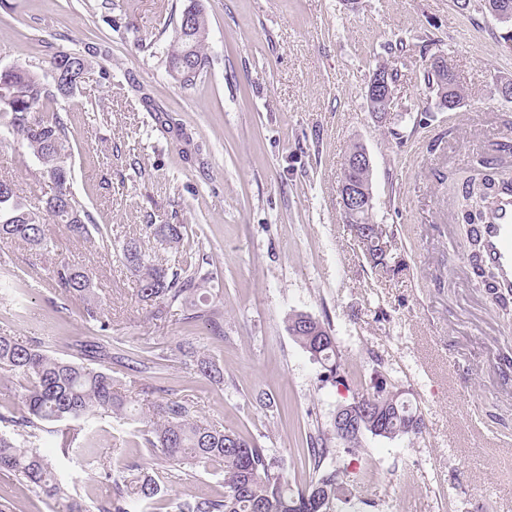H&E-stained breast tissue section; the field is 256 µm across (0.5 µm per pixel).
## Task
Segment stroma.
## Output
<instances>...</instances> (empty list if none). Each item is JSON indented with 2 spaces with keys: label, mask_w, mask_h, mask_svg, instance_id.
Returning <instances> with one entry per match:
<instances>
[{
  "label": "stroma",
  "mask_w": 512,
  "mask_h": 512,
  "mask_svg": "<svg viewBox=\"0 0 512 512\" xmlns=\"http://www.w3.org/2000/svg\"><path fill=\"white\" fill-rule=\"evenodd\" d=\"M208 62L193 85L170 77L169 42L188 0H0V69L50 77L52 57L84 54L91 69L64 102L65 164L91 223L112 229L78 240L48 225L52 249L0 243V334L41 341L57 354L97 342L83 304L49 279L67 262L86 269L112 344L160 352L192 343L224 369L215 383L172 355L170 393L189 396L203 421L254 437L284 463L292 488L307 434L329 427L363 375L381 366L423 417V432L365 435L347 468L354 512H512V314L452 255L467 241L458 215L464 179L512 145V25L471 0H200ZM406 56L389 112H369L376 67ZM444 56L464 94L438 110L424 81ZM372 161L375 221L389 243V271L372 267L346 224L337 191L354 143ZM0 177L43 208L56 187L19 136L0 127ZM187 225L185 249L204 254L224 331L192 320L194 306L152 316L119 242L145 224ZM303 312L328 322L349 366L347 384L322 368L285 322ZM91 460L39 446L84 512L109 488L100 466L165 471L137 415L91 420ZM212 469L169 486L157 512L191 496L216 497ZM12 512H65L63 502L0 474Z\"/></svg>",
  "instance_id": "obj_1"
}]
</instances>
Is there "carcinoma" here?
<instances>
[{
	"label": "carcinoma",
	"instance_id": "1",
	"mask_svg": "<svg viewBox=\"0 0 512 512\" xmlns=\"http://www.w3.org/2000/svg\"><path fill=\"white\" fill-rule=\"evenodd\" d=\"M206 39L205 11L197 0H191L181 13L168 48V68L175 80L186 85L195 82L207 63ZM52 67L54 76L50 83L38 72L24 67L0 70V110L10 115L8 129L22 137L41 163L43 173L57 185L56 193L40 211L28 208L16 194L0 190V242L20 239L38 251L51 246V238L46 234L49 224L65 225L76 238L89 237L86 214L66 186L69 171L64 157L68 140L58 102L75 98L90 63L78 52L63 51L53 56ZM425 78L436 97L448 98V110L463 104L464 96L452 71L443 72L431 66ZM340 180L355 181L371 191L370 173L355 170L349 164L344 165ZM143 231L145 237L170 247L180 245L188 236L184 224H147ZM122 254L126 264L139 275L138 297L155 307L157 318L185 303L210 281L202 265L186 256L175 270L155 262L135 238L123 243ZM50 279L71 296L83 299L85 319L102 331L106 329L94 303L92 280L84 270L61 264L51 271ZM193 317L218 331L224 322L215 305L199 310ZM305 317L307 314L302 312L289 315L288 334L328 372L325 379L335 385L345 384L348 369L336 350V337L317 318L312 329H304ZM175 349L181 363L195 374L206 379L224 378L221 365L192 345L178 343ZM76 352L82 359L143 363L141 355L126 350L118 352L110 344H89ZM0 369L28 379L21 394L22 409L0 411V472L20 477L37 494L49 499L68 498L52 462L35 445L40 433L50 431L52 425L87 421L95 416L124 418L134 399L120 391L112 371L59 357L37 341L0 335ZM353 403L356 417H361L365 409L371 410L373 427L384 429L390 440L422 433L423 422L417 410L377 367L359 381ZM140 420L151 434L146 439L149 447L179 469L160 476L122 471L115 477L110 470L101 469V478L110 483L111 494L100 504L98 512H133L134 505L149 509L166 485L190 480L193 469L200 466L223 476L224 494L187 498L178 506V512H314L316 491L327 489L334 505L342 500L349 478L347 468L332 462L331 439L354 450L361 446L363 435L372 432V427L365 424L345 436L334 431L329 437L315 429L309 435L310 447L304 454L312 479L307 486L294 491L288 486L281 460L270 449L237 431L202 422L194 405L186 399L165 397L152 410L140 413Z\"/></svg>",
	"mask_w": 512,
	"mask_h": 512
}]
</instances>
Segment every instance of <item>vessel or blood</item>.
Returning <instances> with one entry per match:
<instances>
[{
	"label": "vessel or blood",
	"mask_w": 512,
	"mask_h": 512,
	"mask_svg": "<svg viewBox=\"0 0 512 512\" xmlns=\"http://www.w3.org/2000/svg\"><path fill=\"white\" fill-rule=\"evenodd\" d=\"M482 265L493 275L498 295L512 299V181L500 180L475 226Z\"/></svg>",
	"instance_id": "vessel-or-blood-1"
}]
</instances>
